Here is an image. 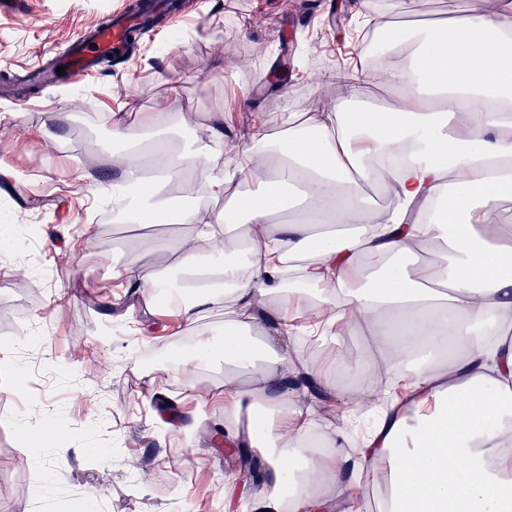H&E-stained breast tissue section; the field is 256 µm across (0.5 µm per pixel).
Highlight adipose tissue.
<instances>
[{"mask_svg":"<svg viewBox=\"0 0 512 512\" xmlns=\"http://www.w3.org/2000/svg\"><path fill=\"white\" fill-rule=\"evenodd\" d=\"M389 51L386 106L367 105L352 77L333 111L279 133L255 113L226 157L220 115L198 147L162 139L178 88L134 121L112 115L113 212L187 226L174 263L200 253L208 269L180 290L178 315L198 326L220 304L230 317L223 347H197L251 376L224 384V443L261 453L262 512H363L365 478L387 484L383 512H512V5L398 31ZM174 181L188 205L162 199ZM369 183L388 204L371 202ZM234 184L244 191L223 212L192 203ZM358 331L402 394L355 446L354 412L320 428L307 395L336 391L329 369L297 368L288 346ZM315 438L326 450L312 455Z\"/></svg>","mask_w":512,"mask_h":512,"instance_id":"ef3b65f1","label":"adipose tissue"}]
</instances>
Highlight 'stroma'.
I'll use <instances>...</instances> for the list:
<instances>
[{
    "label": "stroma",
    "mask_w": 512,
    "mask_h": 512,
    "mask_svg": "<svg viewBox=\"0 0 512 512\" xmlns=\"http://www.w3.org/2000/svg\"><path fill=\"white\" fill-rule=\"evenodd\" d=\"M129 0H20L0 11V76L47 60L69 38L124 9ZM188 17L145 35L132 55L79 83L0 99V231L12 240L0 251V360L43 378L38 393L0 387V512H224V484L238 480L235 464L214 448L224 426V381L245 372L201 360L193 395L173 413L199 411L188 435L164 430L159 396L180 392L179 360L197 357L177 348L198 330L170 310L150 308L121 287L113 268L145 266L169 281H184L167 253L145 240L178 241L185 231L166 224L101 223L98 193L112 167L87 171L74 148L73 116L86 112L135 119L153 111L178 86L180 112L197 127L175 128L173 138L202 136L215 113L234 137L241 118L263 111L277 132L288 118L305 119L313 101L336 97L325 70L352 68L362 59L364 30L380 15L395 28L460 15H482L480 0H324L310 13L301 0H185ZM264 55L241 70L244 49ZM165 353H158V346ZM44 404L63 432L46 439L37 458L22 451L35 429L28 411ZM156 457L153 476L131 469L132 453ZM110 454L108 467L96 460Z\"/></svg>",
    "instance_id": "stroma-1"
}]
</instances>
